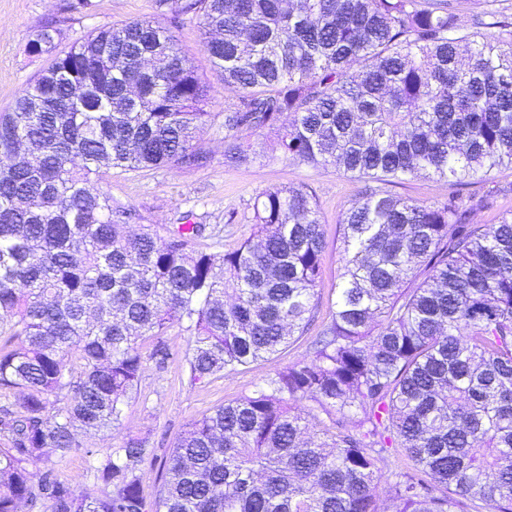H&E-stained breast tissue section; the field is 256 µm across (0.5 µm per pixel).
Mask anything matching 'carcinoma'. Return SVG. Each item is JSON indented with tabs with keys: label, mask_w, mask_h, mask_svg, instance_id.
I'll return each mask as SVG.
<instances>
[{
	"label": "carcinoma",
	"mask_w": 512,
	"mask_h": 512,
	"mask_svg": "<svg viewBox=\"0 0 512 512\" xmlns=\"http://www.w3.org/2000/svg\"><path fill=\"white\" fill-rule=\"evenodd\" d=\"M196 18L211 89L174 30ZM0 113V512H146L130 436L84 449L96 484L59 481L51 456L120 424L145 362L178 322L190 382L271 360L305 335L325 248L313 192L257 193L254 232L197 249L203 224L151 226L112 204L114 167L194 170L197 131L223 117L224 164L271 160L392 183L512 167V14L470 29L448 0H155L150 17L56 52ZM457 196L369 188L341 215L342 273L314 356L186 424L155 512H512V213L472 224ZM313 403L308 408L303 402ZM402 448L413 469L382 485Z\"/></svg>",
	"instance_id": "carcinoma-1"
}]
</instances>
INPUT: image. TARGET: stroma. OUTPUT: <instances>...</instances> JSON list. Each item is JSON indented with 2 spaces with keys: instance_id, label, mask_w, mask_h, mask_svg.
Masks as SVG:
<instances>
[{
  "instance_id": "obj_1",
  "label": "stroma",
  "mask_w": 512,
  "mask_h": 512,
  "mask_svg": "<svg viewBox=\"0 0 512 512\" xmlns=\"http://www.w3.org/2000/svg\"><path fill=\"white\" fill-rule=\"evenodd\" d=\"M69 0H0V112L8 110L19 90L38 77L46 67L45 58L30 55L28 42L44 24L54 23L60 47H68L81 36L96 29L128 20L152 16L154 0H92L90 9H68ZM177 37L185 54L211 88L214 111H223L236 95L225 89L224 81L214 71L202 48L198 21L185 22ZM202 145L211 153V162L202 168L185 171L169 167L138 171L113 170L103 181L116 204L135 209L141 223L157 227L192 223L206 227L201 246L209 252L236 247L251 232L253 198L259 191L305 185L315 196L323 222L325 251L323 278L318 287L319 308L308 332L279 353L272 361H261L233 374H219L199 383H191L182 357L189 337L181 324L168 331L174 352L165 367L146 362L138 390L125 409L122 421L112 432L81 434L83 448L56 460L55 471L63 482L78 489L92 488L95 479L83 454L87 448L120 446L130 435L148 437L153 458L140 468L143 495L155 503L162 483L163 462L175 446L184 426L210 413L216 407L252 394L275 371L311 357L312 345L330 306L338 297L343 250L339 215L360 197L363 180L354 179L335 168H312L285 162L267 161L262 152L265 137L253 135L258 154L248 167L224 163V129L220 124L205 127L199 134ZM390 193L413 200H442L456 194L471 205L470 221L493 224L499 216L512 211V168H502L490 177H473L464 185L437 181L425 176L388 184ZM492 197L488 208L478 207L483 197Z\"/></svg>"
}]
</instances>
